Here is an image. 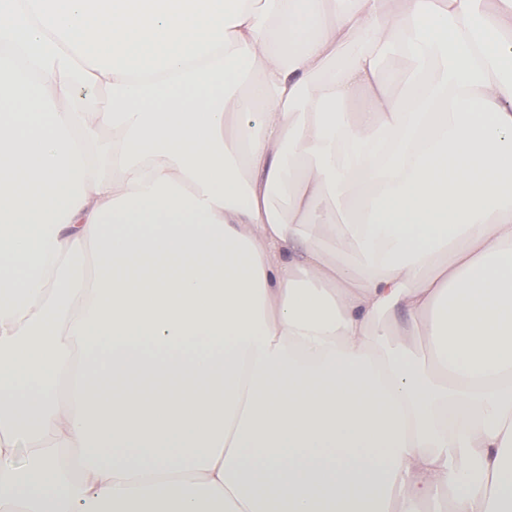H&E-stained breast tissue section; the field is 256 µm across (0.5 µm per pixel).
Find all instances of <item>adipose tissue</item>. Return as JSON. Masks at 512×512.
I'll return each mask as SVG.
<instances>
[{
	"mask_svg": "<svg viewBox=\"0 0 512 512\" xmlns=\"http://www.w3.org/2000/svg\"><path fill=\"white\" fill-rule=\"evenodd\" d=\"M3 44L0 512H512V0H0Z\"/></svg>",
	"mask_w": 512,
	"mask_h": 512,
	"instance_id": "obj_1",
	"label": "adipose tissue"
}]
</instances>
